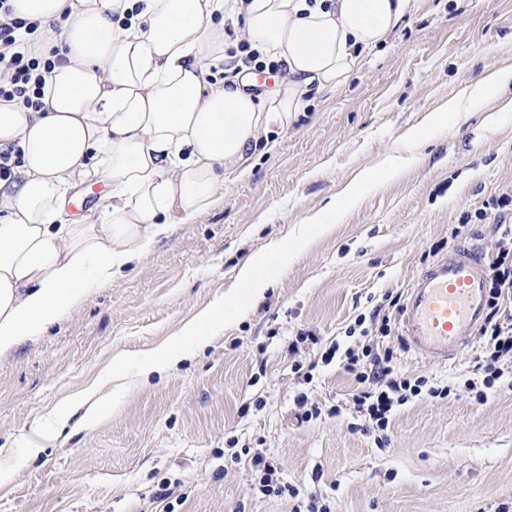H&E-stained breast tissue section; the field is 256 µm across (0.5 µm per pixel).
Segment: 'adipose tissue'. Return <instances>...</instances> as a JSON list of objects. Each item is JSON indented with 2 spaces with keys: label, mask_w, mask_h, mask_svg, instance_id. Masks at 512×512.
I'll use <instances>...</instances> for the list:
<instances>
[{
  "label": "adipose tissue",
  "mask_w": 512,
  "mask_h": 512,
  "mask_svg": "<svg viewBox=\"0 0 512 512\" xmlns=\"http://www.w3.org/2000/svg\"><path fill=\"white\" fill-rule=\"evenodd\" d=\"M16 17L40 20L35 47L61 48L45 77L46 111L0 100V146L23 163L0 180V355L66 315L86 285L105 286L172 225L212 207L226 169L262 132L304 111L311 93L342 88L365 52L383 43L410 0H13ZM242 21L251 48L284 63L286 79L253 95L241 73L207 80L227 61L225 21ZM109 188L98 224L63 222L76 183ZM237 271L231 292L157 347L145 372L178 364L226 308L262 300L268 257Z\"/></svg>",
  "instance_id": "obj_1"
}]
</instances>
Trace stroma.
I'll return each mask as SVG.
<instances>
[{"mask_svg": "<svg viewBox=\"0 0 512 512\" xmlns=\"http://www.w3.org/2000/svg\"><path fill=\"white\" fill-rule=\"evenodd\" d=\"M489 69L512 71V0H411L341 90L312 99L225 174L216 207L0 356V448L15 451L0 458V512H292L314 499L330 512H512V391L482 406L464 391L413 400L387 431L360 432L352 410L336 409L356 391L342 357L320 359L331 342L356 346L345 334L356 318L390 310L456 242L489 256L505 245L482 213L512 196V85L447 124L428 122ZM417 128L422 139L410 138ZM389 155L405 168L343 197ZM320 211L323 223H310ZM272 239L285 241L288 262L270 260L264 300L205 330L174 369L141 376ZM303 332L318 343L299 342ZM374 341L399 373L445 383H464L479 354L474 344L445 367L416 359L396 321ZM119 356L111 402L28 457L32 429ZM302 393L316 419L298 420ZM244 446L264 449L298 497L254 493L248 460H229Z\"/></svg>", "mask_w": 512, "mask_h": 512, "instance_id": "stroma-1", "label": "stroma"}]
</instances>
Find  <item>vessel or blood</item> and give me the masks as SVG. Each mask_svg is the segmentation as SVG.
I'll return each mask as SVG.
<instances>
[{
	"label": "vessel or blood",
	"instance_id": "b4317fda",
	"mask_svg": "<svg viewBox=\"0 0 512 512\" xmlns=\"http://www.w3.org/2000/svg\"><path fill=\"white\" fill-rule=\"evenodd\" d=\"M488 308L486 258L478 245L459 244L411 279L401 334L418 358L445 365L474 342Z\"/></svg>",
	"mask_w": 512,
	"mask_h": 512
}]
</instances>
